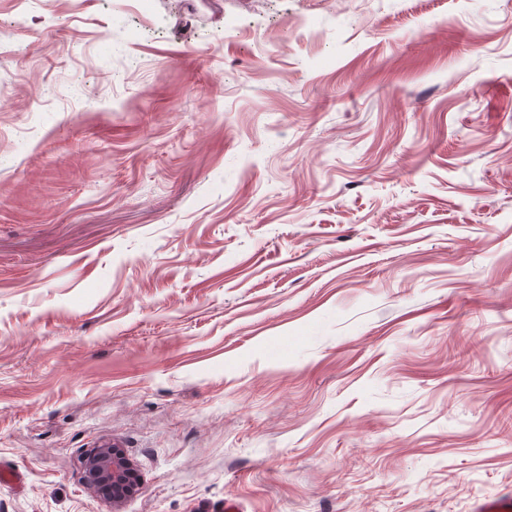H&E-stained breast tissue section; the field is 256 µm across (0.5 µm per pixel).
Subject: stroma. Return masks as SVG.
Segmentation results:
<instances>
[{"instance_id": "35a3bbf8", "label": "stroma", "mask_w": 512, "mask_h": 512, "mask_svg": "<svg viewBox=\"0 0 512 512\" xmlns=\"http://www.w3.org/2000/svg\"><path fill=\"white\" fill-rule=\"evenodd\" d=\"M1 464L0 512L512 492V0H0ZM84 473L89 485L112 486L113 501L132 493L137 485L130 463L119 448L111 446L94 449L85 460Z\"/></svg>"}]
</instances>
